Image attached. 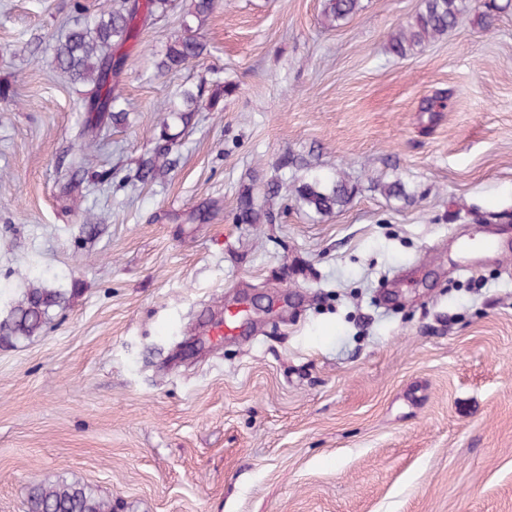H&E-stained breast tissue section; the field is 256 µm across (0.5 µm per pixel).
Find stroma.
Returning a JSON list of instances; mask_svg holds the SVG:
<instances>
[{
  "label": "stroma",
  "instance_id": "1",
  "mask_svg": "<svg viewBox=\"0 0 512 512\" xmlns=\"http://www.w3.org/2000/svg\"><path fill=\"white\" fill-rule=\"evenodd\" d=\"M97 2L0 0V282L29 268L68 297L0 347V512L61 480L117 512H512V223L478 220L512 215V6L398 57L421 0H361L334 29L324 0H218L204 54L160 74L177 0L122 48L130 123L85 161L111 181L67 192L86 88L52 47ZM180 87L204 94L178 164L141 187ZM286 155L345 177L349 204L236 223ZM239 297L247 338L205 343Z\"/></svg>",
  "mask_w": 512,
  "mask_h": 512
}]
</instances>
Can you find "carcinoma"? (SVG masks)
Returning a JSON list of instances; mask_svg holds the SVG:
<instances>
[{
  "mask_svg": "<svg viewBox=\"0 0 512 512\" xmlns=\"http://www.w3.org/2000/svg\"><path fill=\"white\" fill-rule=\"evenodd\" d=\"M216 5L217 0H193L180 29L167 37L161 57L155 63L157 72L187 65L204 52L201 30ZM171 6L172 0H120L112 6L103 3L95 13L82 17L55 46V67L65 73L71 83L90 86L85 123L78 134L79 151L96 146L105 129L127 125L129 112L125 99L112 84V80L122 73V57L117 52L135 37L137 26L145 27L166 16ZM359 7L360 0H325L323 13L328 27L340 25L356 14ZM464 9V0H422L414 19L391 37L390 51L404 57L447 34L457 25ZM198 97L199 94L185 88L176 93L175 102L164 105L167 117L161 124L153 153L142 158L137 167L141 183L150 184L168 174L173 149L198 111ZM292 166L293 161L286 158L275 164V175L264 188L268 198L274 199L288 189L284 171ZM378 187L388 198L412 199L399 180L380 183ZM294 194L302 209L323 216L345 207L351 199L352 189L342 178L311 170L294 185ZM265 216L253 193L243 192L239 197L237 222L257 224ZM23 278L27 281L25 291L0 317V346L13 345L39 334L68 301L63 289L48 287L43 277L25 274ZM25 507V512H115L112 497L79 481L66 480L31 485L26 493Z\"/></svg>",
  "mask_w": 512,
  "mask_h": 512,
  "instance_id": "cac0c4a2",
  "label": "carcinoma"
}]
</instances>
